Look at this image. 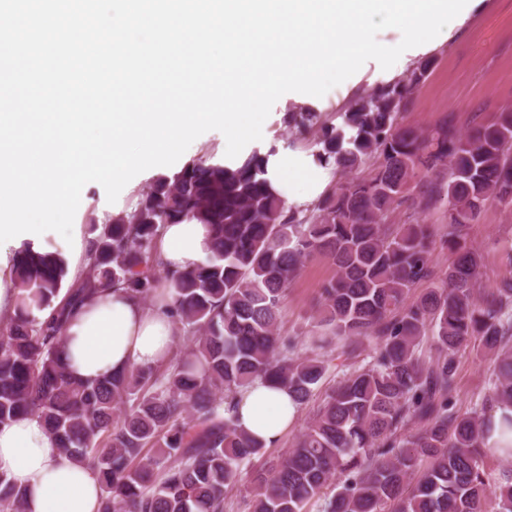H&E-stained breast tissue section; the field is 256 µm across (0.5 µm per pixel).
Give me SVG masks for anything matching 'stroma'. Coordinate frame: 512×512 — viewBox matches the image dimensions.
I'll return each mask as SVG.
<instances>
[{"instance_id":"1","label":"stroma","mask_w":512,"mask_h":512,"mask_svg":"<svg viewBox=\"0 0 512 512\" xmlns=\"http://www.w3.org/2000/svg\"><path fill=\"white\" fill-rule=\"evenodd\" d=\"M448 37L431 51L433 65L415 90L411 105L403 114L405 124L431 129L445 114H453L459 129L496 121L500 112L512 110V0H480L479 5L459 22L449 24ZM383 71L376 61H367L353 76L329 90L320 99L321 120L341 125L350 101L380 83ZM173 167H153L134 177L115 203H108L102 185L87 187L74 221L82 239L102 228L113 210L136 202L140 193L158 177L172 175ZM468 242L482 253L478 286L482 293L496 290L506 274V254L512 250V209L498 205L484 208L468 232ZM334 274L330 260L322 254L310 256L286 291L280 312L281 334L288 337L307 331L317 309L322 285ZM336 350L330 367L314 397L300 409L296 423L277 446L267 449L263 460L270 463L292 448L294 440L321 407L326 396L344 374L357 367ZM493 363L471 342L457 356L456 384L462 408H470L485 392Z\"/></svg>"}]
</instances>
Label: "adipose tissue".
Wrapping results in <instances>:
<instances>
[{
  "instance_id": "adipose-tissue-1",
  "label": "adipose tissue",
  "mask_w": 512,
  "mask_h": 512,
  "mask_svg": "<svg viewBox=\"0 0 512 512\" xmlns=\"http://www.w3.org/2000/svg\"><path fill=\"white\" fill-rule=\"evenodd\" d=\"M268 178L282 198L295 182L314 199L326 185V170L313 156L277 151ZM209 247L208 229L196 221L163 225L157 248L168 269L186 270ZM175 324L164 307L147 306L120 290L85 302L63 327L64 358L75 375L95 381L125 368H148L172 353ZM234 415L239 430L277 444L297 418L299 407L286 389L255 381L237 394ZM0 472L26 492L25 512H96L97 475L61 457L42 421L25 416L0 428Z\"/></svg>"
}]
</instances>
